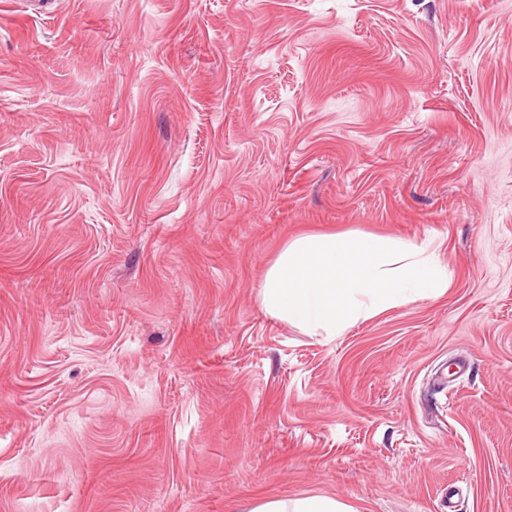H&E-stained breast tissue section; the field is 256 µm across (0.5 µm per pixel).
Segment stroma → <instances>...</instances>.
Wrapping results in <instances>:
<instances>
[{
	"label": "stroma",
	"mask_w": 512,
	"mask_h": 512,
	"mask_svg": "<svg viewBox=\"0 0 512 512\" xmlns=\"http://www.w3.org/2000/svg\"><path fill=\"white\" fill-rule=\"evenodd\" d=\"M435 247L341 336L305 234ZM512 512V0H0V512ZM251 512H346L335 498L316 495L298 499H275L266 501Z\"/></svg>",
	"instance_id": "1"
}]
</instances>
